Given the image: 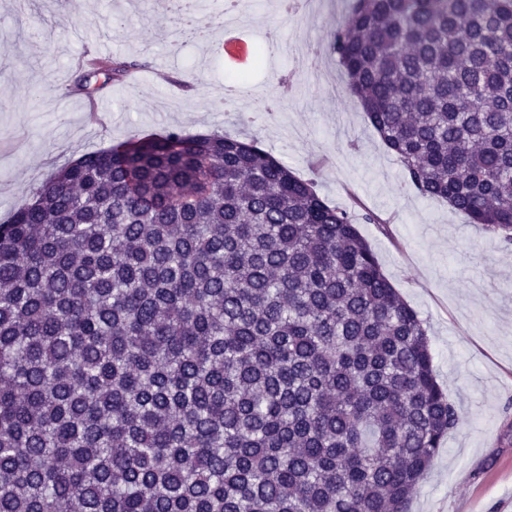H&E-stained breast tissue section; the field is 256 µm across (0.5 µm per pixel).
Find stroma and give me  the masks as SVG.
<instances>
[{"instance_id":"stroma-1","label":"stroma","mask_w":512,"mask_h":512,"mask_svg":"<svg viewBox=\"0 0 512 512\" xmlns=\"http://www.w3.org/2000/svg\"><path fill=\"white\" fill-rule=\"evenodd\" d=\"M350 4L311 0L299 31L281 21L280 0H247L236 24L266 58L226 107L223 27L170 51L166 0L147 13L130 11L129 0H35L34 31L23 30L15 0H0V223L60 166L134 136L178 129L256 139L332 205L377 216L358 231L429 329L437 380L461 419L409 512H512V243L419 195L357 97L329 95L297 74L292 49L304 41L344 82L327 41ZM119 12L127 24L116 30ZM90 33L142 63L136 80L102 85L91 98L75 91L73 61L91 50ZM157 69L193 76V90L152 84Z\"/></svg>"}]
</instances>
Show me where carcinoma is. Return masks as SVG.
Returning a JSON list of instances; mask_svg holds the SVG:
<instances>
[{
    "mask_svg": "<svg viewBox=\"0 0 512 512\" xmlns=\"http://www.w3.org/2000/svg\"><path fill=\"white\" fill-rule=\"evenodd\" d=\"M330 50L409 185L512 242V0H352ZM361 220L223 134L59 168L0 224V512H407L461 413Z\"/></svg>",
    "mask_w": 512,
    "mask_h": 512,
    "instance_id": "obj_1",
    "label": "carcinoma"
}]
</instances>
